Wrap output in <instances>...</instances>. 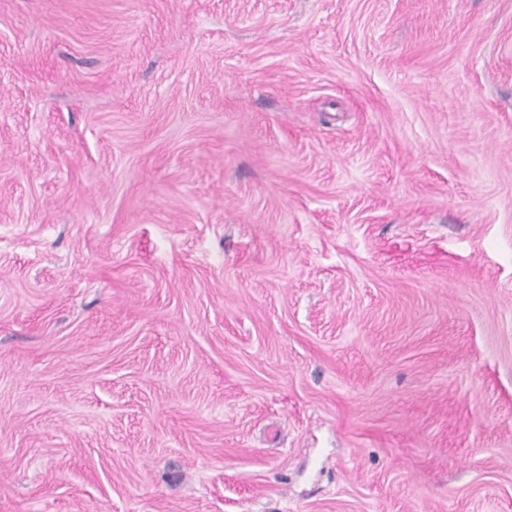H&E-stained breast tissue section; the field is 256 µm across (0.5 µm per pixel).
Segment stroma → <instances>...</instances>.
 <instances>
[{
  "label": "stroma",
  "instance_id": "35a3bbf8",
  "mask_svg": "<svg viewBox=\"0 0 512 512\" xmlns=\"http://www.w3.org/2000/svg\"><path fill=\"white\" fill-rule=\"evenodd\" d=\"M0 512H512V0H0Z\"/></svg>",
  "mask_w": 512,
  "mask_h": 512
}]
</instances>
